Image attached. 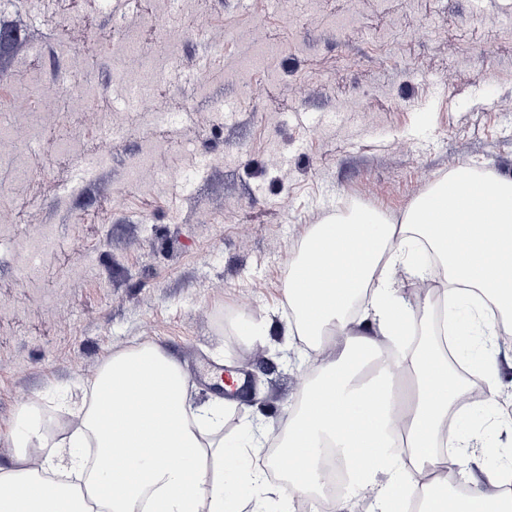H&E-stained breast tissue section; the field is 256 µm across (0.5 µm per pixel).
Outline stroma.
<instances>
[{"instance_id": "obj_1", "label": "stroma", "mask_w": 512, "mask_h": 512, "mask_svg": "<svg viewBox=\"0 0 512 512\" xmlns=\"http://www.w3.org/2000/svg\"><path fill=\"white\" fill-rule=\"evenodd\" d=\"M163 3L145 0L136 10L128 0H0V26L19 27L40 49L23 60L0 50V95L20 92L14 77L23 70L37 72L45 92L64 87L71 60L55 44L76 24L105 49L98 85L113 90L114 40L124 32L160 37L161 28L146 17L161 13ZM510 7L512 0H327L324 14L305 13L288 25L276 0H200L212 24L305 41L309 56L285 68L312 77L314 89L302 101L284 85L256 95L261 74L236 81L221 74L237 65L242 43H225L214 54L203 36L186 37L154 107L170 118L190 111L194 120L175 126L171 152L152 163L163 170L180 161L185 184L142 196L129 183L128 160L147 136L132 109L125 114L130 135L79 196L66 192L75 172L63 162L15 190L6 216L56 227L61 248L50 260L47 285L57 288L70 318L28 307L31 291L19 284L13 255L1 246L0 306L12 313L0 318V466L24 465L16 446L17 394L29 393L59 416L49 397H90L108 357L147 343L162 344L181 365L191 405L216 398L200 381L201 365L235 373L251 396L227 409L220 435L243 440L259 415L270 448L278 447L307 386L283 355L301 353L312 365L322 357L297 334L284 298L289 266L310 228L353 206L400 221L435 177L460 168L512 177V111L504 108L512 100ZM348 9L355 22L332 28L331 20ZM471 24L498 28V43L446 83L448 59L457 51L448 31ZM420 27L429 37L408 56L383 38ZM187 63L212 65L215 76L203 94L188 96L178 80ZM400 139L411 142V153L396 150ZM276 155L282 162L269 169ZM114 194L122 197L116 209L107 205ZM230 198L241 202L239 211L225 213L223 223H204ZM87 249L96 254L94 265L70 276L77 253ZM467 420L487 434L473 468L479 479L498 458L512 457V433H490V419L474 407L452 424ZM285 499L283 477L271 473L264 487H244L240 506L281 512Z\"/></svg>"}]
</instances>
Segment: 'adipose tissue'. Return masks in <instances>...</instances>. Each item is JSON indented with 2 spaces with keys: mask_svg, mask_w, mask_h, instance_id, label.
I'll return each mask as SVG.
<instances>
[{
  "mask_svg": "<svg viewBox=\"0 0 512 512\" xmlns=\"http://www.w3.org/2000/svg\"><path fill=\"white\" fill-rule=\"evenodd\" d=\"M423 239L442 270L449 306H465L481 335L512 334V179L459 169L432 180L400 223L356 208L315 226L294 261L285 296L298 335L317 349L331 332L340 356L326 358L303 392L282 445L302 460L287 475L289 496L310 512H349L346 500L323 510L314 490L323 475L318 458L333 442L358 469L356 485L372 493L371 512H393L406 500L420 512H512L502 473L448 496L429 474L437 468L469 477L478 433L448 428L460 385L425 325L408 359L394 360L388 340L404 333L412 309L392 300L390 267L416 266L413 241ZM369 292L371 312L345 315ZM186 379L163 345L150 343L112 355L94 382V396L71 434L70 451L55 450L37 467H0V512H236V485L263 482L259 457L245 446L209 437L215 408L192 409ZM411 459L399 470L393 459ZM83 470L76 490L61 475Z\"/></svg>",
  "mask_w": 512,
  "mask_h": 512,
  "instance_id": "adipose-tissue-1",
  "label": "adipose tissue"
}]
</instances>
